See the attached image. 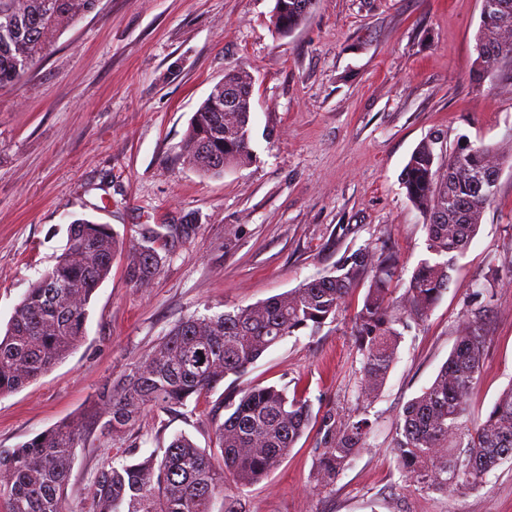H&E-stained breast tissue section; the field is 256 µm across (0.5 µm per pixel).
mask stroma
<instances>
[{
  "mask_svg": "<svg viewBox=\"0 0 512 512\" xmlns=\"http://www.w3.org/2000/svg\"><path fill=\"white\" fill-rule=\"evenodd\" d=\"M275 0H99L61 32L16 86L0 89V329L52 267L77 218L110 225L123 243L89 306L78 345L49 372L0 397V448H13L89 408L99 388L192 315L257 303L332 272L350 251L396 257L405 290L427 256L422 214L401 172L442 132L512 146V84L474 81L481 0H314L307 21L278 34ZM230 69L253 78L252 162L204 178L181 157L192 118ZM193 224L189 236L181 224ZM162 258L129 282L130 256L150 231ZM512 267V161L494 203L425 322L405 331L385 383L360 394L351 336L368 277L313 336L285 338L241 375L179 412L146 410L120 436L78 447L63 512H93L100 472L161 451L183 433L214 451L223 397L288 387L314 415L367 416L369 446L333 483L315 482L320 437L235 492L241 512H512V461L476 489L426 492L393 461L405 405L456 343L471 285ZM484 368L469 395L485 416L512 385V284L487 307Z\"/></svg>",
  "mask_w": 512,
  "mask_h": 512,
  "instance_id": "stroma-1",
  "label": "stroma"
}]
</instances>
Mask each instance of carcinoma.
Instances as JSON below:
<instances>
[{
    "instance_id": "1",
    "label": "carcinoma",
    "mask_w": 512,
    "mask_h": 512,
    "mask_svg": "<svg viewBox=\"0 0 512 512\" xmlns=\"http://www.w3.org/2000/svg\"><path fill=\"white\" fill-rule=\"evenodd\" d=\"M98 0H0V88L17 85L24 64L40 58L71 20L91 12ZM274 27L281 33L307 20L312 0H278ZM481 79L512 66V0H482ZM226 85L249 94L250 75L224 73ZM252 113L224 111V89H214L195 112L182 158L204 177L251 163ZM498 149L460 138L444 148L437 132L412 152L401 173L409 201L424 215L429 256L415 268L396 300L395 259L367 249L348 253L335 273L308 280L263 302L214 316H191L175 324L152 351L96 394L89 412L62 421L14 447L0 450V499L9 512H61L75 449L98 431L130 430L147 408L176 412L237 376L288 336L315 334L345 303L356 278L371 273L353 336L363 356L362 378L370 397L388 376L401 329L424 321L448 291L450 270L477 234L495 194L483 180L500 172ZM70 246L28 289L0 334V396L51 370L85 335L88 305L112 269L122 242L107 224L73 221ZM162 257L147 240L126 267L130 282L143 284L159 271ZM487 343V316L478 306L464 315L456 344L433 381L405 406L393 453L403 477L428 492L478 487L491 471L512 461V384L484 419L471 422L466 397L479 379ZM224 421L216 424L219 456L178 434L163 449L101 472L94 512H212L227 500L229 484L243 489L265 478L288 458L309 428L308 401L277 386L229 392ZM367 418L321 417L316 481L335 482L368 447Z\"/></svg>"
}]
</instances>
